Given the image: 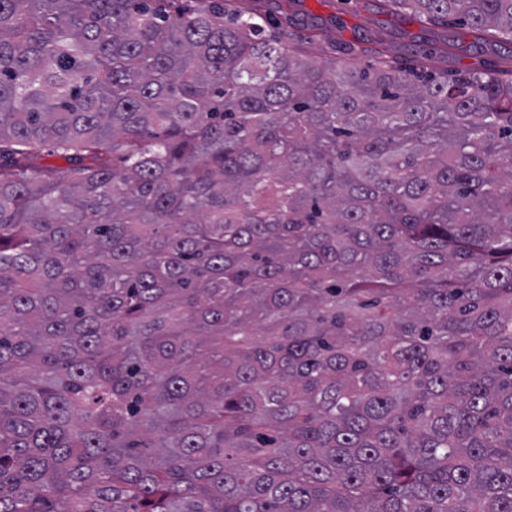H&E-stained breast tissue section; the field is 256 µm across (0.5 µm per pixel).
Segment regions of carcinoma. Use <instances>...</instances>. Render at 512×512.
<instances>
[{"instance_id": "cac0c4a2", "label": "carcinoma", "mask_w": 512, "mask_h": 512, "mask_svg": "<svg viewBox=\"0 0 512 512\" xmlns=\"http://www.w3.org/2000/svg\"><path fill=\"white\" fill-rule=\"evenodd\" d=\"M256 2L0 0V512H512V79Z\"/></svg>"}]
</instances>
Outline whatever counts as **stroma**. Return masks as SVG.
Listing matches in <instances>:
<instances>
[{
  "label": "stroma",
  "mask_w": 512,
  "mask_h": 512,
  "mask_svg": "<svg viewBox=\"0 0 512 512\" xmlns=\"http://www.w3.org/2000/svg\"><path fill=\"white\" fill-rule=\"evenodd\" d=\"M261 10L271 21H287L296 39H314L330 60L348 45L377 41L390 59L410 65L420 76L442 69L512 75V44L499 39L496 31L478 38L468 27L434 25L387 6L385 0H297L286 18L279 0H261Z\"/></svg>",
  "instance_id": "35a3bbf8"
}]
</instances>
